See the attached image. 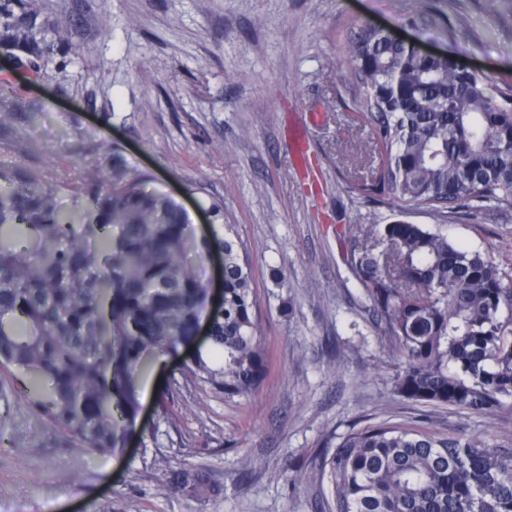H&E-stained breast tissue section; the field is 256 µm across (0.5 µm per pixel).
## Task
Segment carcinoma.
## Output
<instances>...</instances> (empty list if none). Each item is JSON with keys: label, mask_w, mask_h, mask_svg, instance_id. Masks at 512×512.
<instances>
[{"label": "carcinoma", "mask_w": 512, "mask_h": 512, "mask_svg": "<svg viewBox=\"0 0 512 512\" xmlns=\"http://www.w3.org/2000/svg\"><path fill=\"white\" fill-rule=\"evenodd\" d=\"M22 2L0 0V43L41 79L71 32ZM347 68L381 159L360 192L443 217L465 205L512 211V93L366 24L349 38ZM90 185L83 213L34 180L0 181V367L39 383L31 405L44 421L110 454L137 424L134 374L193 337L208 304L195 261L212 250L227 256L224 310L182 375L243 399L263 387L268 352L233 225L197 241L176 203L120 166L110 184ZM347 262L388 338L397 395L487 416L512 400V278L488 256L399 221L359 229ZM315 470L321 512H512V430L492 441L456 428L354 426ZM174 481L192 498L206 490L195 469Z\"/></svg>", "instance_id": "carcinoma-1"}]
</instances>
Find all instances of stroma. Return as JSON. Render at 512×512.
I'll return each mask as SVG.
<instances>
[{
    "label": "stroma",
    "mask_w": 512,
    "mask_h": 512,
    "mask_svg": "<svg viewBox=\"0 0 512 512\" xmlns=\"http://www.w3.org/2000/svg\"><path fill=\"white\" fill-rule=\"evenodd\" d=\"M71 28L34 81L0 55L14 89L0 123V175L38 179L63 208L89 207L91 175L113 164L178 203L196 237L236 227L252 261L270 369L252 396L185 379L204 337L135 375L139 432L102 456L43 421L27 376L0 370L10 420L0 429V512H320L314 462L325 439L365 421L494 436L507 414L430 413L401 400L387 339L346 261L368 224L441 225L512 276V211L441 220L425 208L360 195L380 159L355 110L348 38L363 23L430 53H452L512 88V0H36ZM435 18L425 32L408 23ZM466 19V33L448 31ZM302 130L296 163L290 129ZM40 447H29L31 437ZM203 471L201 499L163 487Z\"/></svg>",
    "instance_id": "1"
}]
</instances>
